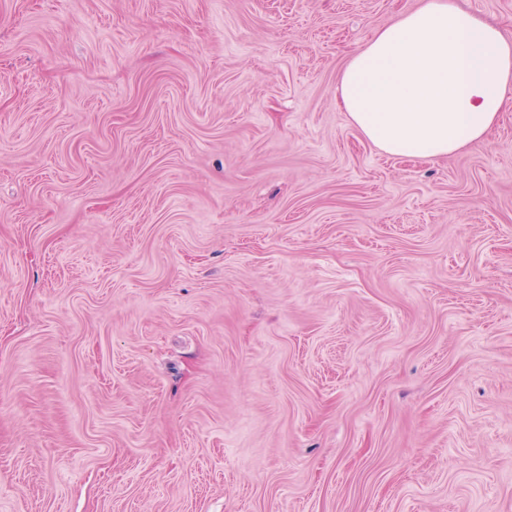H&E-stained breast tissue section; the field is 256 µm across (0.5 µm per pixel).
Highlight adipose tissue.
<instances>
[{
	"label": "adipose tissue",
	"mask_w": 512,
	"mask_h": 512,
	"mask_svg": "<svg viewBox=\"0 0 512 512\" xmlns=\"http://www.w3.org/2000/svg\"><path fill=\"white\" fill-rule=\"evenodd\" d=\"M336 100L389 155L456 154L484 143L512 104V40L457 0H425L348 55Z\"/></svg>",
	"instance_id": "adipose-tissue-1"
}]
</instances>
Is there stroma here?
Segmentation results:
<instances>
[{
	"mask_svg": "<svg viewBox=\"0 0 512 512\" xmlns=\"http://www.w3.org/2000/svg\"><path fill=\"white\" fill-rule=\"evenodd\" d=\"M422 0H0V512H512V107L336 104Z\"/></svg>",
	"mask_w": 512,
	"mask_h": 512,
	"instance_id": "stroma-1",
	"label": "stroma"
}]
</instances>
